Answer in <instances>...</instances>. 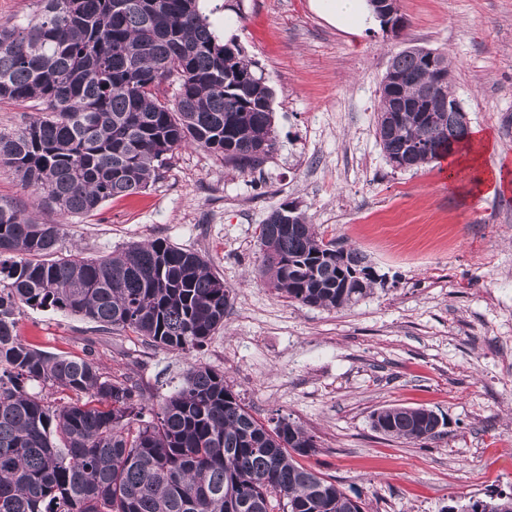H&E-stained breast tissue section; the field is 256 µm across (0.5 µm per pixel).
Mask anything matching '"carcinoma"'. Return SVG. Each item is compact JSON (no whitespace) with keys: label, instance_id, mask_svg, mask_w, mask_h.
Masks as SVG:
<instances>
[{"label":"carcinoma","instance_id":"1","mask_svg":"<svg viewBox=\"0 0 512 512\" xmlns=\"http://www.w3.org/2000/svg\"><path fill=\"white\" fill-rule=\"evenodd\" d=\"M39 2L34 17L0 26V99L45 105L25 128L0 132V163L63 215L144 189L185 144L242 172L275 150L272 88L219 39L199 0ZM170 80L171 98L161 92ZM456 103L445 53L397 52L377 117L386 157L412 168L456 153L469 134L448 111ZM286 207L260 225L263 285L327 309L368 295L378 278L366 257ZM60 230L0 201V512H366L360 496L298 461L316 453L313 436L285 418L262 422L221 371L190 366L146 420L138 384L21 343L20 309L50 307L188 354L231 305L195 251L157 238L54 259ZM438 424L424 407L372 414L376 431L409 442L436 437ZM464 512H512V494L471 499Z\"/></svg>","mask_w":512,"mask_h":512}]
</instances>
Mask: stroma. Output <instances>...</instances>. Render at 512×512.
<instances>
[{
    "mask_svg": "<svg viewBox=\"0 0 512 512\" xmlns=\"http://www.w3.org/2000/svg\"><path fill=\"white\" fill-rule=\"evenodd\" d=\"M400 30L344 31L311 0H207L215 32L233 26L274 92L277 148L243 173L193 146L169 155L136 194L61 218L0 166V199L62 227L58 256L95 259L157 237L198 252L232 290L224 325L180 355L129 329L22 308L17 336L58 356L96 359L138 381L151 403L189 364L223 372L257 416L287 415L313 435L305 465L360 495L367 512H448L512 493V189L449 183L441 162L395 167L376 135L393 55L447 52L470 129L490 133L481 166L512 173V0H399ZM294 203L380 281L343 309L304 306L253 276L259 226ZM425 407L444 424L406 443L372 428L382 407Z\"/></svg>",
    "mask_w": 512,
    "mask_h": 512,
    "instance_id": "1",
    "label": "stroma"
}]
</instances>
